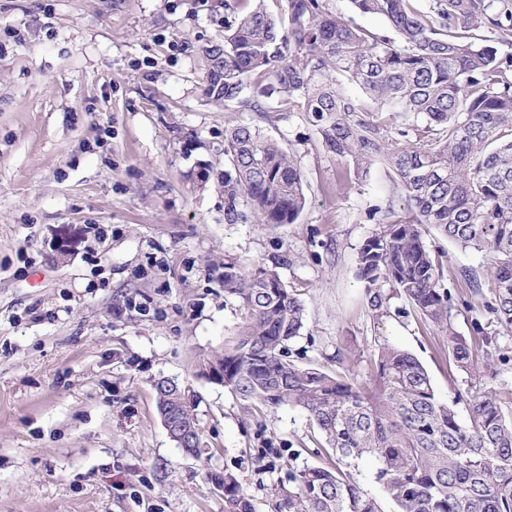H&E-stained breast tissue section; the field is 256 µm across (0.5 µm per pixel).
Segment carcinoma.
<instances>
[{"label":"carcinoma","mask_w":512,"mask_h":512,"mask_svg":"<svg viewBox=\"0 0 512 512\" xmlns=\"http://www.w3.org/2000/svg\"><path fill=\"white\" fill-rule=\"evenodd\" d=\"M269 0H241L224 20V43L204 49L224 70V103L240 112H305L326 149L365 173L381 159L406 194L402 215L387 213L358 254L371 307L395 296L444 335L459 371L474 369L471 345L452 321L444 287L445 253L426 242L434 229L464 249L488 251L486 284L466 269L472 294L491 290L485 311L512 328V0H349L384 18L394 36L348 23L331 0H287L288 17ZM358 86L353 96L345 84ZM227 224H291L306 206L298 158L250 125L224 138ZM249 210H244L243 206ZM224 293L243 324L210 363L224 387L248 403L302 410L336 455L328 468L289 465L266 512H512V390H483L467 418L439 399L408 351L383 345L376 387L288 359L304 327L301 301L277 272L246 274L224 264ZM373 461L378 497L355 478ZM224 512H257L238 478H220Z\"/></svg>","instance_id":"cac0c4a2"}]
</instances>
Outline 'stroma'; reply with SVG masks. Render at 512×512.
<instances>
[{"instance_id":"35a3bbf8","label":"stroma","mask_w":512,"mask_h":512,"mask_svg":"<svg viewBox=\"0 0 512 512\" xmlns=\"http://www.w3.org/2000/svg\"><path fill=\"white\" fill-rule=\"evenodd\" d=\"M224 0H0V512H224L233 472L265 512L291 453L314 465L305 413L246 405L205 377L243 321L224 263L275 270L304 307L303 367L373 384L375 356L413 353L441 400L512 388V330L492 323L448 253L457 373L436 326L401 298L373 310L357 253L406 198L391 169L337 158L301 112H241L207 94ZM248 124L297 155L307 204L291 224L224 221V133ZM497 342L487 357L474 321ZM187 385L208 456L178 448L154 380Z\"/></svg>"}]
</instances>
